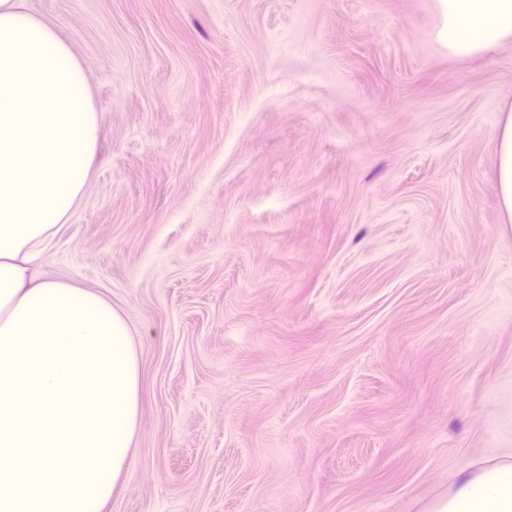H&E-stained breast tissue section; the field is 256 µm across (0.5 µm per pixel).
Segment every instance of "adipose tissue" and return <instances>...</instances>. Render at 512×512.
I'll use <instances>...</instances> for the list:
<instances>
[{"mask_svg":"<svg viewBox=\"0 0 512 512\" xmlns=\"http://www.w3.org/2000/svg\"><path fill=\"white\" fill-rule=\"evenodd\" d=\"M450 56L512 42V0H435ZM99 118L70 44L0 0V512H104L128 462L141 375L125 317L35 260L75 210ZM512 227V102L496 129ZM431 512H512V462L465 466Z\"/></svg>","mask_w":512,"mask_h":512,"instance_id":"1","label":"adipose tissue"}]
</instances>
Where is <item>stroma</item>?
I'll list each match as a JSON object with an SVG mask.
<instances>
[{
	"mask_svg": "<svg viewBox=\"0 0 512 512\" xmlns=\"http://www.w3.org/2000/svg\"><path fill=\"white\" fill-rule=\"evenodd\" d=\"M100 126L42 272L100 291L141 370L105 512H429L512 461V45L435 0H24ZM448 54L471 58L512 42V0H435ZM496 186L501 223L512 229V102L500 112L496 129Z\"/></svg>",
	"mask_w": 512,
	"mask_h": 512,
	"instance_id": "stroma-1",
	"label": "stroma"
}]
</instances>
